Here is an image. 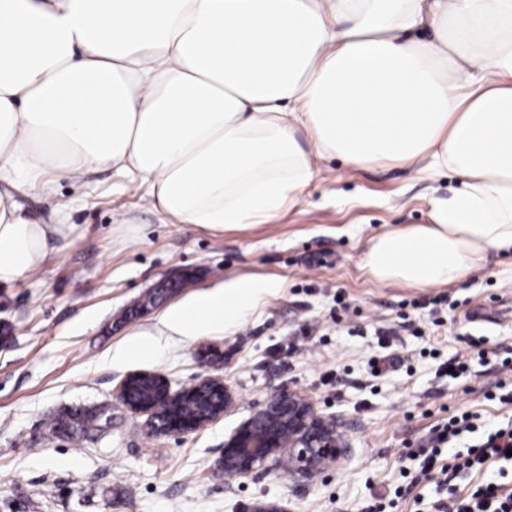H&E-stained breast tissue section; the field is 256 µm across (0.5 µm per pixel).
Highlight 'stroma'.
Returning <instances> with one entry per match:
<instances>
[{"mask_svg":"<svg viewBox=\"0 0 512 512\" xmlns=\"http://www.w3.org/2000/svg\"><path fill=\"white\" fill-rule=\"evenodd\" d=\"M102 170L59 179L80 204L68 239L49 243L41 271L0 283V512H448V488L479 481L512 486V464L447 484L417 480L421 449L460 410L475 429L443 447L440 463L466 453L512 417L500 385L512 386V255L490 256L464 280L433 288L381 284L364 269L367 243L384 231L430 223L434 205L458 187L452 177L418 179L399 164L349 168L338 159L298 203L267 224L222 232L162 224L148 199L120 191ZM180 288L140 311L164 277ZM279 282L234 328L178 336L160 322L170 305L233 277ZM485 305L491 317L474 321ZM155 353L119 359L133 334ZM484 339L485 360L464 377L448 362ZM234 401L217 420L176 437H155L148 416L117 398L129 375L154 373L173 388L208 374L205 351ZM304 395L315 412L342 423L352 452L310 482L285 474L235 479L217 470L224 442L275 391ZM110 411L111 426L71 439L48 431L72 406Z\"/></svg>","mask_w":512,"mask_h":512,"instance_id":"1","label":"stroma"}]
</instances>
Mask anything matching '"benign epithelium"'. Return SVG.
<instances>
[{
  "mask_svg": "<svg viewBox=\"0 0 512 512\" xmlns=\"http://www.w3.org/2000/svg\"><path fill=\"white\" fill-rule=\"evenodd\" d=\"M140 373L121 384L118 399L128 408L149 415L148 430L158 436H175L194 431L224 413L232 393L219 376L200 377L192 389H172L160 378L159 393L147 401L133 403L128 387ZM193 400L203 410L189 415L179 411L182 398ZM347 448L337 426L317 415L310 401L296 391L279 390L255 410L224 442L217 467L236 479L255 478L287 466L288 474L312 481L346 456Z\"/></svg>",
  "mask_w": 512,
  "mask_h": 512,
  "instance_id": "7a95c632",
  "label": "benign epithelium"
}]
</instances>
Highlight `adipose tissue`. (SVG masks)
<instances>
[{
  "instance_id": "ef3b65f1",
  "label": "adipose tissue",
  "mask_w": 512,
  "mask_h": 512,
  "mask_svg": "<svg viewBox=\"0 0 512 512\" xmlns=\"http://www.w3.org/2000/svg\"><path fill=\"white\" fill-rule=\"evenodd\" d=\"M331 158L461 180L431 223L370 240L375 280L450 284L512 251V0H0V281L73 233L58 178L109 169L160 223L221 232L276 218ZM274 288L230 278L163 324L223 330Z\"/></svg>"
}]
</instances>
